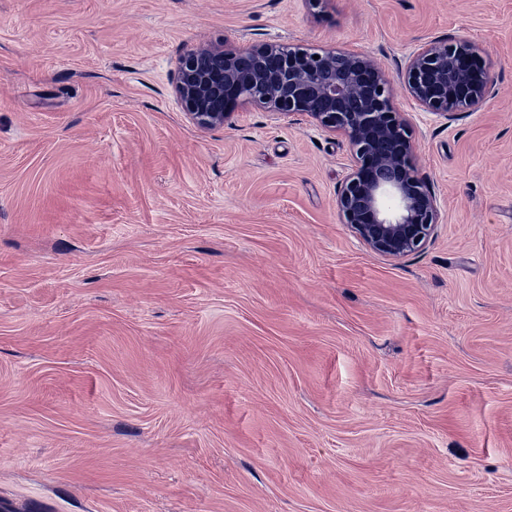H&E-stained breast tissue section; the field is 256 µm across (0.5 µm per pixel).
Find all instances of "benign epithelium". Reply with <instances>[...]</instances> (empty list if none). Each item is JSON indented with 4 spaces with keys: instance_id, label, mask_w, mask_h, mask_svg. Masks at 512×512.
Listing matches in <instances>:
<instances>
[{
    "instance_id": "obj_1",
    "label": "benign epithelium",
    "mask_w": 512,
    "mask_h": 512,
    "mask_svg": "<svg viewBox=\"0 0 512 512\" xmlns=\"http://www.w3.org/2000/svg\"><path fill=\"white\" fill-rule=\"evenodd\" d=\"M399 79L423 112L454 118L493 95L489 65L465 37L431 39L405 60ZM394 79L371 56L349 49L314 54L278 43L210 45L178 64L173 88L203 128L224 125L245 102L280 115L305 114L348 141L352 168L336 206L356 237L390 259L434 238L439 203L413 163L412 129L393 104Z\"/></svg>"
}]
</instances>
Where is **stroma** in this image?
Returning a JSON list of instances; mask_svg holds the SVG:
<instances>
[{"label": "stroma", "mask_w": 512, "mask_h": 512, "mask_svg": "<svg viewBox=\"0 0 512 512\" xmlns=\"http://www.w3.org/2000/svg\"><path fill=\"white\" fill-rule=\"evenodd\" d=\"M460 36L482 110L394 87L440 200L400 260L343 136L173 92L202 44ZM0 512H512V0H0Z\"/></svg>", "instance_id": "stroma-1"}]
</instances>
